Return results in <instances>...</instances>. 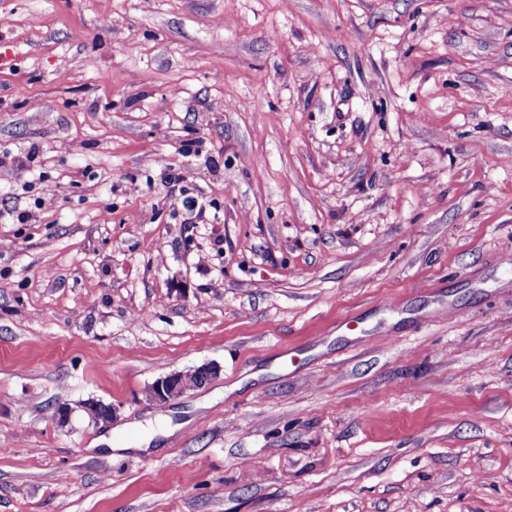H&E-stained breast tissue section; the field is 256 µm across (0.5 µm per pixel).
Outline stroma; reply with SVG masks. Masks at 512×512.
<instances>
[{
	"mask_svg": "<svg viewBox=\"0 0 512 512\" xmlns=\"http://www.w3.org/2000/svg\"><path fill=\"white\" fill-rule=\"evenodd\" d=\"M0 39V512H512V0ZM217 372L215 365L204 364L189 373L177 372L160 377L151 386L149 396L155 403L167 405L188 390L205 386Z\"/></svg>",
	"mask_w": 512,
	"mask_h": 512,
	"instance_id": "35a3bbf8",
	"label": "stroma"
}]
</instances>
